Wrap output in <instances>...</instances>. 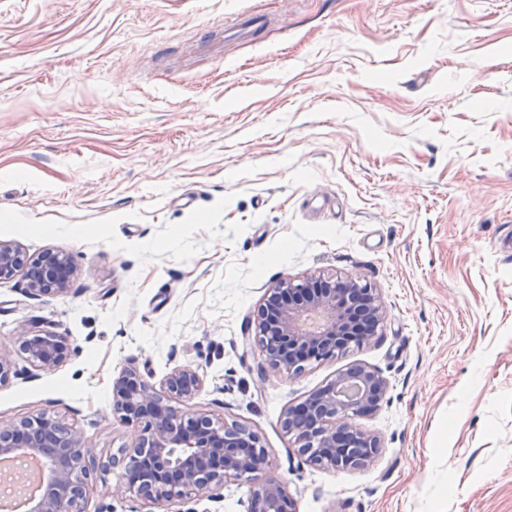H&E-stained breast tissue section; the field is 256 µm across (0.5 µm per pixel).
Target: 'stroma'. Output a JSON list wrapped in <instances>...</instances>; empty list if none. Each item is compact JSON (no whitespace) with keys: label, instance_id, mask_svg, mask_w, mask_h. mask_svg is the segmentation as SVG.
Listing matches in <instances>:
<instances>
[{"label":"stroma","instance_id":"obj_1","mask_svg":"<svg viewBox=\"0 0 512 512\" xmlns=\"http://www.w3.org/2000/svg\"><path fill=\"white\" fill-rule=\"evenodd\" d=\"M260 15L249 38H225ZM512 0H0V239L71 290L0 280V420L55 411L101 459L128 357L192 365L193 410L250 425L297 512H512ZM358 276L375 339L294 377L242 336L287 276ZM65 336L42 371L18 325ZM353 363L387 381L360 469L300 464L283 410ZM86 512H140L105 495ZM249 489L181 512H247ZM18 273L26 283V294L31 299L43 300L70 291L76 268L63 253L49 249L32 256L15 242L1 239L0 280L11 279Z\"/></svg>","mask_w":512,"mask_h":512}]
</instances>
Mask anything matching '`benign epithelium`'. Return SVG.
I'll list each match as a JSON object with an SVG mask.
<instances>
[{"label":"benign epithelium","mask_w":512,"mask_h":512,"mask_svg":"<svg viewBox=\"0 0 512 512\" xmlns=\"http://www.w3.org/2000/svg\"><path fill=\"white\" fill-rule=\"evenodd\" d=\"M23 273L26 294L34 300L70 291L76 268L63 253L28 254L11 240H0V280ZM386 316L375 289L359 277L331 279L287 276L269 290L254 316L255 337L267 366L292 376L312 362L374 340ZM19 350L38 370H53L67 357V337L52 331H15ZM198 369L169 372L156 386L129 359L112 378V415L123 423H141L134 445L121 457L103 461L83 434L43 411L19 423L0 422V457L12 462L41 458L51 463L45 491L28 512H85V485L99 469L119 470L105 488L114 498L135 496L156 508L170 507L188 491L215 497L212 490L228 481L249 487L248 512H296L286 485L269 472L268 450L248 425L228 424L203 413L179 409L171 402L190 400L202 387ZM387 382L370 366L354 363L300 403L288 407L282 425L298 454L315 465L342 468L356 454V467L368 466L381 448L377 437L351 420L379 408Z\"/></svg>","instance_id":"1"}]
</instances>
